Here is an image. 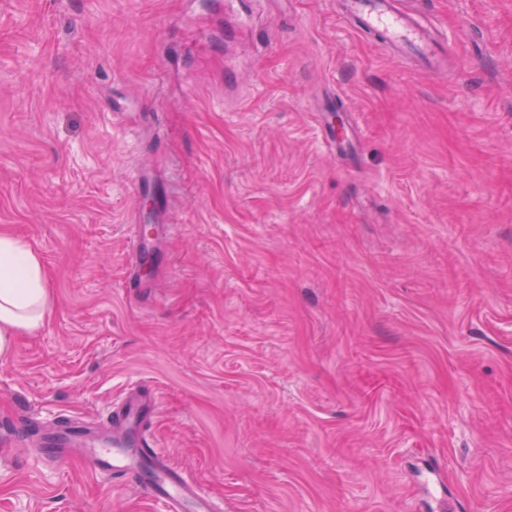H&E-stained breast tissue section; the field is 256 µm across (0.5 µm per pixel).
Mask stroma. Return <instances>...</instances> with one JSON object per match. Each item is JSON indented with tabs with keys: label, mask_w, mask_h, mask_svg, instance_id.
I'll use <instances>...</instances> for the list:
<instances>
[{
	"label": "stroma",
	"mask_w": 512,
	"mask_h": 512,
	"mask_svg": "<svg viewBox=\"0 0 512 512\" xmlns=\"http://www.w3.org/2000/svg\"><path fill=\"white\" fill-rule=\"evenodd\" d=\"M397 4L441 72L339 0H257L247 30L217 0H0V229L51 294L0 359V441L143 383L224 512H512V0ZM0 512L158 510L31 443Z\"/></svg>",
	"instance_id": "obj_1"
}]
</instances>
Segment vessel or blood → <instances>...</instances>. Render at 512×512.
I'll return each instance as SVG.
<instances>
[{
	"mask_svg": "<svg viewBox=\"0 0 512 512\" xmlns=\"http://www.w3.org/2000/svg\"><path fill=\"white\" fill-rule=\"evenodd\" d=\"M346 15L358 28L378 34L396 58L415 61L430 72L439 70V43L410 12L396 8L394 0H348ZM155 411L153 396L132 393L113 411L107 431L66 421L45 433L42 456L48 462L80 456L90 471L137 486L160 512H218L215 500L171 466L147 436L145 427Z\"/></svg>",
	"mask_w": 512,
	"mask_h": 512,
	"instance_id": "obj_1",
	"label": "vessel or blood"
}]
</instances>
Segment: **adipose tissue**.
<instances>
[{"mask_svg":"<svg viewBox=\"0 0 512 512\" xmlns=\"http://www.w3.org/2000/svg\"><path fill=\"white\" fill-rule=\"evenodd\" d=\"M50 302L39 256L14 235L0 231V358L19 333L39 327Z\"/></svg>","mask_w":512,"mask_h":512,"instance_id":"1","label":"adipose tissue"}]
</instances>
